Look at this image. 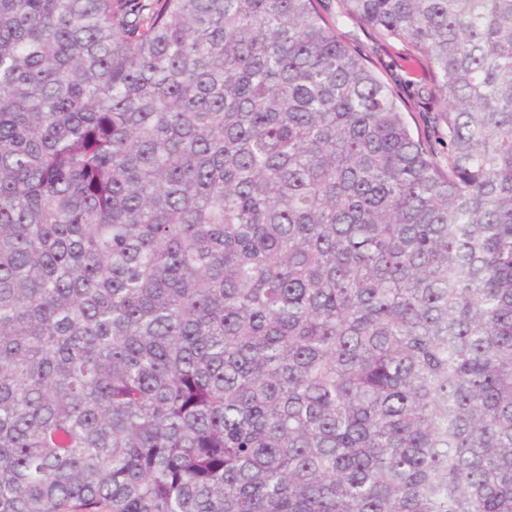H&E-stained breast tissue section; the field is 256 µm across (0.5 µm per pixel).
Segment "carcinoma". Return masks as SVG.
I'll return each instance as SVG.
<instances>
[{"label": "carcinoma", "instance_id": "cac0c4a2", "mask_svg": "<svg viewBox=\"0 0 512 512\" xmlns=\"http://www.w3.org/2000/svg\"><path fill=\"white\" fill-rule=\"evenodd\" d=\"M0 0V512H512V0ZM337 32L343 39L353 42L364 50L367 55L371 56L375 65L378 66L379 74L383 79L398 85L404 98L414 108L413 102L408 100V95L411 94V86H409L408 80L425 77L423 68L412 62L407 63L401 60L392 51L371 39L366 31L348 20L340 21Z\"/></svg>", "mask_w": 512, "mask_h": 512}]
</instances>
